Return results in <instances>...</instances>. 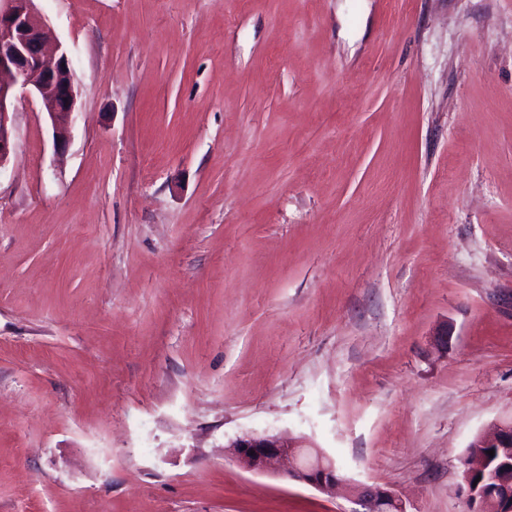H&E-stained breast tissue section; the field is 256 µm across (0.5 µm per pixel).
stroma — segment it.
Masks as SVG:
<instances>
[{
    "mask_svg": "<svg viewBox=\"0 0 512 512\" xmlns=\"http://www.w3.org/2000/svg\"><path fill=\"white\" fill-rule=\"evenodd\" d=\"M80 97L0 166V512H467L512 417V0H36ZM447 331L441 346L436 335ZM495 448H489V446ZM468 448H475L467 456L468 462L462 470V484L460 490L466 496L470 512H485L492 508L495 512L512 511V418L510 421L501 422L491 429L477 435ZM478 448H484L488 457H494L497 449L504 451L505 460L502 462L503 470L499 477L493 481L497 484L492 496L486 494V488L482 487L483 481L479 480L473 486L475 476L484 474L486 458ZM494 450V456L488 451ZM492 506V507H490ZM224 448L250 472L279 474L287 462L290 477L328 496L335 497L336 488L343 485L335 463L321 449L304 446L298 440L278 435H243L229 441ZM349 494L363 508L353 512H406V504L393 491L374 484H353L348 487Z\"/></svg>",
    "mask_w": 512,
    "mask_h": 512,
    "instance_id": "35a3bbf8",
    "label": "stroma"
}]
</instances>
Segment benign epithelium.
I'll return each mask as SVG.
<instances>
[{"label":"benign epithelium","mask_w":512,"mask_h":512,"mask_svg":"<svg viewBox=\"0 0 512 512\" xmlns=\"http://www.w3.org/2000/svg\"><path fill=\"white\" fill-rule=\"evenodd\" d=\"M53 35L41 16L36 0H0V166L14 147L8 114L18 92L36 96L52 128L54 141L66 143L72 114L76 112L79 87L68 52L51 46ZM495 446L505 460L496 488L486 493L483 481L475 476L485 472L486 458L481 449ZM462 470L460 490L466 496L469 512H512V420L494 425L477 435ZM228 453L250 472L278 474L288 467V475L331 497L343 479L335 463L319 448L278 435H243L228 442ZM349 494L362 512H406V504L393 491L374 484H353Z\"/></svg>","instance_id":"7a95c632"}]
</instances>
